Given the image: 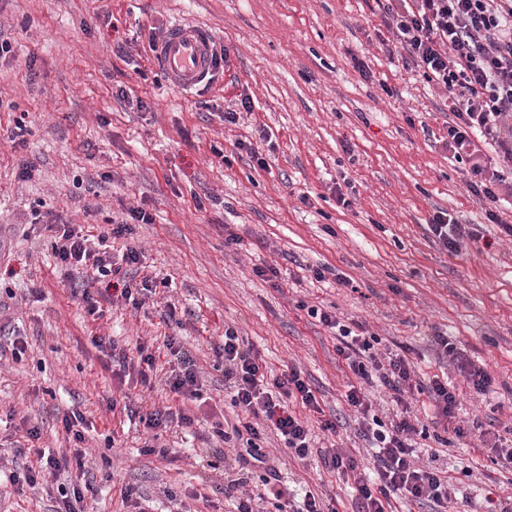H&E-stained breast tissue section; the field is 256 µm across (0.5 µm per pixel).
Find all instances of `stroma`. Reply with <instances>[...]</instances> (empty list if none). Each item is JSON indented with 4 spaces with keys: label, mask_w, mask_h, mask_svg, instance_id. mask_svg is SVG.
Listing matches in <instances>:
<instances>
[{
    "label": "stroma",
    "mask_w": 512,
    "mask_h": 512,
    "mask_svg": "<svg viewBox=\"0 0 512 512\" xmlns=\"http://www.w3.org/2000/svg\"><path fill=\"white\" fill-rule=\"evenodd\" d=\"M178 20L210 29L227 53L188 93L151 56ZM0 33L12 46L0 57V342L28 343L21 361L0 360V468L26 461L33 446L72 447L61 420L76 410L96 512H132L127 487L154 497L159 512H236L225 488L240 466L217 430L239 411L213 353L230 326L269 375L296 366L322 408L289 402L312 432L307 458L273 433L261 442L286 500L299 510L310 492L356 512L353 490L321 454L345 448L360 467L374 465L349 385L382 420L393 410L388 390L338 356L335 331L308 314L315 307L376 335L378 359L405 355L417 382L439 377L457 389L468 434L448 445L427 394L405 396L424 428L421 463L446 471L453 487L448 512H484L489 493L512 488V463L496 453L512 448V239L488 223L465 164L445 147L447 95L393 54L376 0H0ZM122 89L143 108L130 109ZM228 110L235 123L223 121ZM20 121L15 146L8 135ZM42 205L107 234L113 254L141 251L139 276L155 295L139 309L104 300L89 315L73 293L80 274L61 269L52 231L32 221ZM134 208L152 223L113 235ZM441 209L472 233L457 252L428 230ZM230 232L237 243H226ZM265 265L278 267L277 279L256 275ZM438 333L491 374L490 392L437 356ZM97 336L130 353L173 336L195 361L201 408L192 426L163 433L167 460L144 453L140 418L180 398L133 378L118 384ZM324 416L341 418L337 432L321 429ZM29 423L40 439L28 441ZM57 495L0 480V512H50Z\"/></svg>",
    "instance_id": "stroma-1"
}]
</instances>
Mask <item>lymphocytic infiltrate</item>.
Returning a JSON list of instances; mask_svg holds the SVG:
<instances>
[{"label":"lymphocytic infiltrate","mask_w":512,"mask_h":512,"mask_svg":"<svg viewBox=\"0 0 512 512\" xmlns=\"http://www.w3.org/2000/svg\"><path fill=\"white\" fill-rule=\"evenodd\" d=\"M383 11L406 59L427 81L448 92L452 100L448 149L454 157L467 158V187L486 201L487 220L500 225L504 236L511 238L512 224L503 223L493 205L501 196H512V176H505L503 171L504 165H512V0H385ZM483 138L497 144L502 167L484 165L479 144ZM41 221L55 231L53 249L58 263L66 268L89 270L88 280L80 288L81 299L89 313H97V300L90 285L113 275L111 253L94 246L88 235L53 211L44 212ZM310 315L337 329V353L347 360L353 373L368 382L379 380L389 390L392 402L400 407L390 423L369 418L371 404L365 393L360 388H350L347 400L363 417L362 433L374 450L377 478L372 481L363 476L356 459L343 448L325 452L326 468L351 483L358 512H387L389 498L396 492L415 503H430L438 510L444 507L449 497L447 480L438 469L419 465L411 444L418 434V418L403 400L415 376L410 361L395 354L385 365L376 360L365 363L366 353L373 348L370 338L354 334L350 327L321 309H311ZM95 344L108 348L112 375L118 380L135 373L142 383L156 381L178 397L200 398L199 371L174 337L163 340L170 360L168 370L159 375L153 372L156 358L147 345H138L137 354L132 357L126 349L116 348L114 341L101 337ZM216 356L224 366L231 402L242 412L231 425L233 437L246 439L245 448L237 450L236 456L241 460L253 459L265 467L261 485L245 492L237 506V512H256L257 503L267 495L278 499L284 496L275 487L280 473L269 466L259 444L262 428H269L297 457L306 458L312 452L311 430L290 410L288 400L300 399L302 405L313 411L318 410L319 404L296 367L269 377L260 352L233 327H225L224 342ZM426 391L437 423L455 437H465L467 431L456 419L459 397L455 388L436 377L430 380ZM82 422V416L76 412L61 420L65 433L78 444L71 455L59 457L37 451L34 465L9 477L14 485L33 487L60 472L76 471V480L59 488L54 512H86L85 497L93 486L86 478V453L80 448L85 440L80 429Z\"/></svg>","instance_id":"f902f5d3"}]
</instances>
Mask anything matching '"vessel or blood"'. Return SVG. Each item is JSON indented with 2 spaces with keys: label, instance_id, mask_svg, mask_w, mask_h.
I'll return each instance as SVG.
<instances>
[{
  "label": "vessel or blood",
  "instance_id": "vessel-or-blood-1",
  "mask_svg": "<svg viewBox=\"0 0 512 512\" xmlns=\"http://www.w3.org/2000/svg\"><path fill=\"white\" fill-rule=\"evenodd\" d=\"M153 57L174 89L188 92L207 83L213 72L209 30L176 23L155 42Z\"/></svg>",
  "mask_w": 512,
  "mask_h": 512
}]
</instances>
